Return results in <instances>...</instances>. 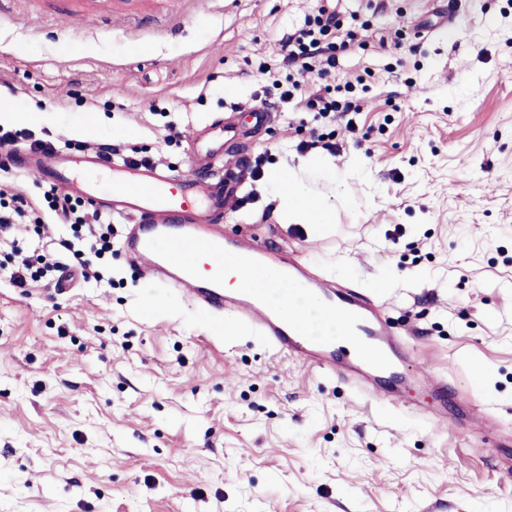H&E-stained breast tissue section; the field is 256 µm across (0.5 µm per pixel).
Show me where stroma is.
<instances>
[{
	"label": "stroma",
	"instance_id": "35a3bbf8",
	"mask_svg": "<svg viewBox=\"0 0 512 512\" xmlns=\"http://www.w3.org/2000/svg\"><path fill=\"white\" fill-rule=\"evenodd\" d=\"M325 2L0 0V108L39 115L0 125L14 150L109 143L184 177L209 122L230 119L224 149L254 178L225 236L364 289L408 343L396 391L367 399L233 312L159 284L145 307L119 217L98 277L16 285L13 248L56 251L73 232L39 176L9 166L0 202L26 215L0 236V512H512V447L488 445L512 438V0H339L369 45L338 53L352 85L321 115L267 74ZM259 97L273 119L256 128ZM90 114L101 126L79 136ZM315 133L346 200L321 233L284 224L268 181L321 154Z\"/></svg>",
	"mask_w": 512,
	"mask_h": 512
}]
</instances>
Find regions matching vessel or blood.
<instances>
[{"label":"vessel or blood","instance_id":"vessel-or-blood-1","mask_svg":"<svg viewBox=\"0 0 512 512\" xmlns=\"http://www.w3.org/2000/svg\"><path fill=\"white\" fill-rule=\"evenodd\" d=\"M223 148L195 153L192 176L175 179L152 165H130L91 150L72 160L60 150L35 156L33 169L52 184L92 201L95 209L125 216L133 225L125 239L130 257L147 264L148 278L179 289L211 314L231 310L256 320L264 339L280 353L313 367L332 371L337 352L352 358L347 380L365 385L369 373L387 371L394 333L362 291L319 283L296 255L268 260L262 245L225 244V209L236 206L249 181L239 167L235 182L225 186ZM235 252L247 273L275 267L302 284L309 301L338 315L345 335L336 339L310 335L301 315L282 316L266 300L232 294L224 288V256Z\"/></svg>","mask_w":512,"mask_h":512}]
</instances>
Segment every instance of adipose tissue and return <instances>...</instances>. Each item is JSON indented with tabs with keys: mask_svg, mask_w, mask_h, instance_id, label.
I'll return each mask as SVG.
<instances>
[{
	"mask_svg": "<svg viewBox=\"0 0 512 512\" xmlns=\"http://www.w3.org/2000/svg\"><path fill=\"white\" fill-rule=\"evenodd\" d=\"M303 171L320 172L330 181L336 178L335 164L322 156L304 157L297 166L273 171L270 179L276 190L278 211L291 224H307L318 229L333 223L337 209L345 203L344 198L335 193L322 195L315 192L300 179L299 174ZM224 286L234 292L247 290L260 294L284 313L302 314L314 335L337 336L341 333V321L311 304L288 280L244 276L237 267L235 256L230 253L224 257Z\"/></svg>",
	"mask_w": 512,
	"mask_h": 512,
	"instance_id": "obj_1",
	"label": "adipose tissue"
}]
</instances>
